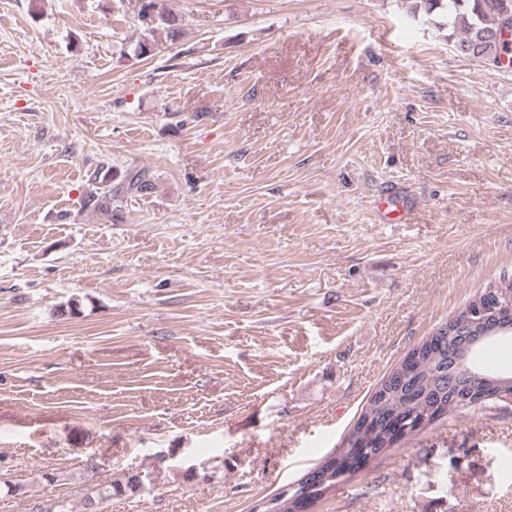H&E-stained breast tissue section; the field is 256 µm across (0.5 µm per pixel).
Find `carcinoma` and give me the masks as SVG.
I'll return each instance as SVG.
<instances>
[{"mask_svg":"<svg viewBox=\"0 0 512 512\" xmlns=\"http://www.w3.org/2000/svg\"><path fill=\"white\" fill-rule=\"evenodd\" d=\"M426 13L437 12L443 16L442 26L447 28L448 41L460 54L479 62H494L501 55L512 51L500 40L498 33L505 25V19L512 18V0H420ZM139 20L152 33L159 26L170 24V17L158 0H141ZM154 188L145 172L138 170L118 180L112 168L103 165L96 168L89 177V189L82 198L83 208L93 211L107 221L122 213L124 200L129 194H144ZM496 288L506 301L512 302V279L501 278L494 285H487L479 294L487 304V310L494 311L490 304L493 297L489 289ZM457 337L432 332L415 346L411 353L417 354L413 371L403 375L393 370L373 393L363 409L357 424L349 433L346 445L323 463L313 467L297 483L289 496L279 492L267 501L262 512H297L295 496L307 490L315 499L330 488L346 480V475L355 471L357 456L368 453L377 455L385 451L391 442L393 422L402 421L403 436L426 428L436 419L449 416L462 408L465 397L460 391L450 396L448 379L460 374V370L449 360L448 352ZM145 487L142 476L136 474L125 483L113 482L90 489L84 497L83 512H98L97 505L129 490Z\"/></svg>","mask_w":512,"mask_h":512,"instance_id":"obj_1","label":"carcinoma"}]
</instances>
